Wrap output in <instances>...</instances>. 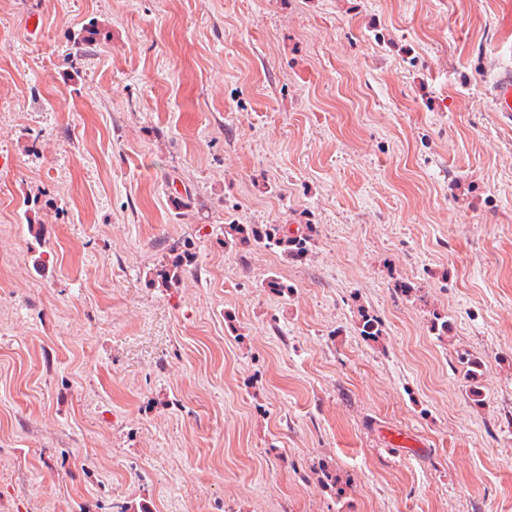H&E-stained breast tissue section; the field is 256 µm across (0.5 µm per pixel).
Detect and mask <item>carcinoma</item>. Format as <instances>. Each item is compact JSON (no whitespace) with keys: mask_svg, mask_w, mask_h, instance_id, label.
Here are the masks:
<instances>
[{"mask_svg":"<svg viewBox=\"0 0 512 512\" xmlns=\"http://www.w3.org/2000/svg\"><path fill=\"white\" fill-rule=\"evenodd\" d=\"M313 227L306 224L302 230L292 233L278 224H224V246L256 245L279 250L289 261H303L312 247ZM171 261L161 266L156 272V281L163 288H172L180 283L184 267L192 264L193 253L187 244L177 240L170 245ZM357 328L359 334L367 340H374L382 333L380 319L362 309L358 314ZM460 362L468 366L466 375L470 379V394L474 400L481 401V392L475 386L478 379L477 369L481 364L467 357H460Z\"/></svg>","mask_w":512,"mask_h":512,"instance_id":"cac0c4a2","label":"carcinoma"}]
</instances>
